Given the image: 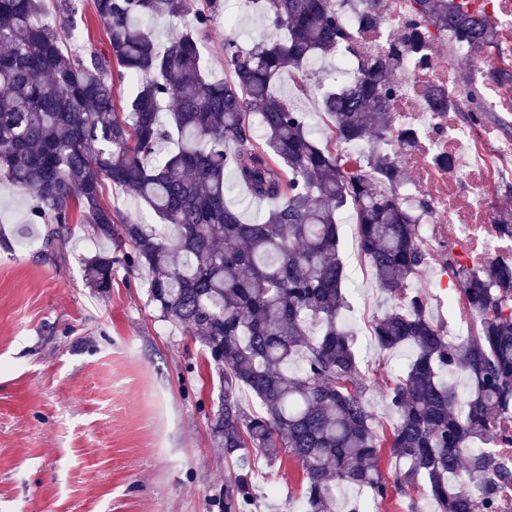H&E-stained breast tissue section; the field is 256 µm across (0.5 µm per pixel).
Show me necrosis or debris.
Segmentation results:
<instances>
[{"label": "necrosis or debris", "mask_w": 512, "mask_h": 512, "mask_svg": "<svg viewBox=\"0 0 512 512\" xmlns=\"http://www.w3.org/2000/svg\"><path fill=\"white\" fill-rule=\"evenodd\" d=\"M411 5V0H377L383 22L360 32L361 45L388 50L391 30L410 22ZM471 7L485 15L495 32L488 63L473 61L464 48L447 53L436 42H427L424 62L401 57L388 103L397 128L412 129L416 135L412 149L396 147L392 153L415 174L411 184L398 189L402 203L413 207L422 198L428 203L418 238L435 265L447 253L468 265L512 262V235L501 231L494 211L497 192L512 183V137L491 139L489 131L461 120L458 109L438 112L429 105L433 93L463 99L462 89L449 77L451 67L467 66L478 73L489 66L512 71V0H473Z\"/></svg>", "instance_id": "1"}]
</instances>
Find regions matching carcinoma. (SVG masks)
Returning <instances> with one entry per match:
<instances>
[{"label": "carcinoma", "mask_w": 512, "mask_h": 512, "mask_svg": "<svg viewBox=\"0 0 512 512\" xmlns=\"http://www.w3.org/2000/svg\"><path fill=\"white\" fill-rule=\"evenodd\" d=\"M414 23L387 53L358 54L357 75L326 86L314 61L357 45L342 13L371 27L382 16L363 0H242L275 35L239 48L224 38V69L211 78L200 43L224 14V0H91L107 52L81 54L72 40L83 0H0V175L29 195L27 223L52 247L77 220L98 250L85 261L91 287L105 293L114 269L148 273L159 318L203 347L221 381L211 431L240 471L224 489V512H252V452L270 465L284 452L300 464L303 512H334L336 490L366 489L373 501L420 489L437 512H497L512 468L487 448L497 419L512 412V264L446 265L477 319L465 337L447 335L413 286L430 255L419 216L397 193L405 168L386 147L409 149L388 101L396 57L416 51L435 29L473 56L494 33L466 0H412ZM184 20L160 45L150 24ZM300 90L321 91L333 120L330 143L313 136L307 113L273 91L285 72ZM135 82L117 103L116 82ZM256 115L261 135L250 116ZM461 117H488L479 88ZM368 142L358 167L336 144ZM144 202L163 225L142 224L102 203L105 184ZM245 188L269 203L246 221L229 201ZM355 218L360 250L387 308L373 333L383 351L413 356L388 385L396 422L377 423L365 398L357 336L343 322L348 274L339 252L344 212ZM459 373L468 399L448 382ZM247 391L258 407L243 403ZM391 449L392 475L381 466Z\"/></svg>", "instance_id": "obj_1"}]
</instances>
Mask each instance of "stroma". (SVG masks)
<instances>
[{"label": "stroma", "mask_w": 512, "mask_h": 512, "mask_svg": "<svg viewBox=\"0 0 512 512\" xmlns=\"http://www.w3.org/2000/svg\"><path fill=\"white\" fill-rule=\"evenodd\" d=\"M228 0L200 46L211 76L224 68ZM25 195L0 181V512H224L231 462L211 432L220 379L199 342L160 320L140 276L117 268L103 294L85 279L95 246L79 224L57 257L25 248ZM366 398L391 425L384 389L397 355L379 350L386 308L356 224L341 228ZM302 471L289 455L256 459L258 512H295Z\"/></svg>", "instance_id": "stroma-1"}]
</instances>
